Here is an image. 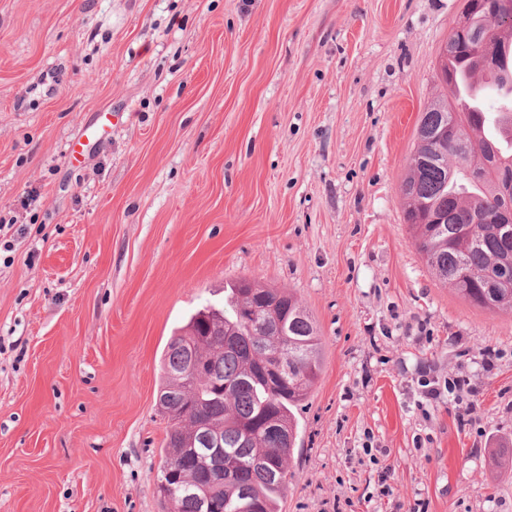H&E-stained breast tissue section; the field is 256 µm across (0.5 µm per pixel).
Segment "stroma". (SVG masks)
I'll use <instances>...</instances> for the list:
<instances>
[{"instance_id":"stroma-1","label":"stroma","mask_w":512,"mask_h":512,"mask_svg":"<svg viewBox=\"0 0 512 512\" xmlns=\"http://www.w3.org/2000/svg\"><path fill=\"white\" fill-rule=\"evenodd\" d=\"M464 4L0 0V512H164L161 355L241 279L321 342L278 512H512V313L401 194Z\"/></svg>"}]
</instances>
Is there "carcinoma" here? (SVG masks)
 <instances>
[{
    "label": "carcinoma",
    "mask_w": 512,
    "mask_h": 512,
    "mask_svg": "<svg viewBox=\"0 0 512 512\" xmlns=\"http://www.w3.org/2000/svg\"><path fill=\"white\" fill-rule=\"evenodd\" d=\"M483 11L470 17V33L441 55L440 73L457 62L488 75L497 91L512 94V14L496 37L504 43L499 64L481 60ZM495 135L476 133L486 121ZM512 107L498 112H464L453 87L421 112L417 145L402 181L405 220L414 245L436 278L470 304L512 313V288L493 290L491 280L512 274V236L497 224L471 233L480 217L495 218L506 204L500 174L512 173ZM288 356V372L274 373L278 355ZM193 368L198 380L187 386L175 375ZM320 370L317 327L290 292L263 288L243 279L231 285L224 306L194 313L169 339L161 362L160 410L170 421L158 488L169 512H200V498L222 512H278L288 488V458L295 445L300 405ZM205 421L221 433L224 482L212 484L210 451L194 448L191 432Z\"/></svg>",
    "instance_id": "cac0c4a2"
}]
</instances>
